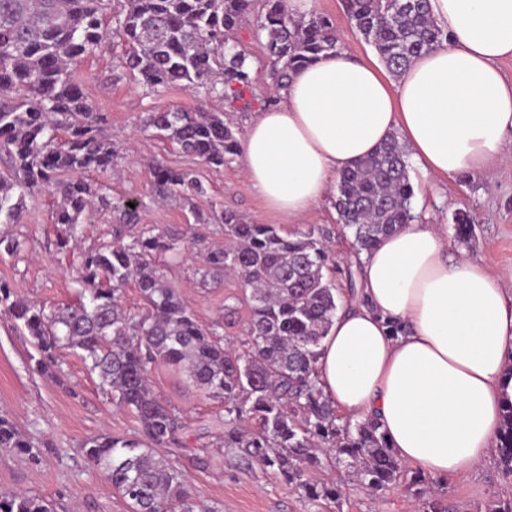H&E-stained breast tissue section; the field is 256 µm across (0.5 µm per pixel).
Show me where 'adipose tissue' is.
<instances>
[{
  "mask_svg": "<svg viewBox=\"0 0 512 512\" xmlns=\"http://www.w3.org/2000/svg\"><path fill=\"white\" fill-rule=\"evenodd\" d=\"M442 46L396 80L373 62L327 54L293 71L242 138L244 174L265 206L296 222L336 178L397 137L452 179L512 157V0H429ZM360 286L319 348L325 394L377 417L397 457L435 478L469 477L496 445L512 364V290L450 257L434 224H408L362 254ZM403 335L388 332L387 318Z\"/></svg>",
  "mask_w": 512,
  "mask_h": 512,
  "instance_id": "ef3b65f1",
  "label": "adipose tissue"
}]
</instances>
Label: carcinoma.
Instances as JSON below:
<instances>
[{
  "label": "carcinoma",
  "mask_w": 512,
  "mask_h": 512,
  "mask_svg": "<svg viewBox=\"0 0 512 512\" xmlns=\"http://www.w3.org/2000/svg\"><path fill=\"white\" fill-rule=\"evenodd\" d=\"M254 0H124L113 14L111 0H0V224H19L26 199L52 189L62 204L55 223L58 246L77 242L79 226L95 205H110L103 186L85 179L117 165L102 117L71 77L70 64L93 54L113 35L129 46L123 68L153 92L173 85L202 88L229 102H243L254 78L249 55L232 41L254 13ZM350 25L372 45L384 67L402 75L446 36L431 17L428 0H345ZM256 33L264 37L267 75L282 90L290 73L324 54L342 53L336 27L324 16L293 17L287 0H264ZM170 144L221 167L241 153V142L224 113L210 110L150 112L143 120ZM154 196L204 194L191 170L162 163L151 169ZM414 188L407 153L397 137L336 178L330 197L337 223L351 232V265L382 237L422 220L411 206ZM141 204L121 206L110 243L83 253L76 282L78 299L54 309L19 298L0 280V314L33 349L29 370L61 372L60 350L78 354L98 372L101 390L139 423L131 437L109 434L84 439L78 455L86 469L101 473L132 512H216L194 498L187 476L159 455L184 448V418L150 384L156 363L183 370L208 399L222 404L221 447L256 460L313 501L334 500L336 485L311 477L318 453L333 454L367 488L379 492L409 479L420 512H449L427 481L395 456L380 421L342 418L319 384L318 348L340 304L325 276L333 260L326 231L282 232L274 224L249 222L230 211L212 212L231 244L206 248L202 282L226 273L238 276L243 297L224 301L232 323L240 300L250 317L240 346L224 341L220 324H202L156 265L161 255L188 250L179 237L155 226L123 235L139 223ZM455 237L469 241V212L453 217ZM135 282L146 311L131 314L121 304ZM0 451L40 462L41 451L0 416ZM512 476V399H506L502 431L494 448ZM0 512H54L36 494L0 493Z\"/></svg>",
  "instance_id": "carcinoma-1"
}]
</instances>
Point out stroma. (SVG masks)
I'll list each match as a JSON object with an SVG mask.
<instances>
[{
  "instance_id": "35a3bbf8",
  "label": "stroma",
  "mask_w": 512,
  "mask_h": 512,
  "mask_svg": "<svg viewBox=\"0 0 512 512\" xmlns=\"http://www.w3.org/2000/svg\"><path fill=\"white\" fill-rule=\"evenodd\" d=\"M313 12L331 17L345 51L366 61H377L375 49L351 28L342 0H313ZM237 39L254 60L255 98L247 110L241 103L230 104L216 95L196 93L179 85L157 92L143 89L119 65L125 52L121 44L82 56L71 68L88 92L93 110L106 115L104 133L115 139L119 153L116 170L90 173V180L103 184L111 201L142 202L141 225L169 230L188 242L189 249L182 257H162L158 264L168 284L184 294L201 323L222 324L223 334L233 338L240 336L249 318V309L243 305L235 326L223 323L224 299L238 293L237 278L225 276L205 287L199 283L201 248L223 245L224 226L196 223L195 212L223 208L263 224L279 225L288 233L323 228L329 232L326 245L335 261H343L350 251V238L329 203L312 207L296 223L283 222L256 195L243 173L241 160L214 168L172 149L155 129L144 128L147 113L203 107L225 111L238 129H245L273 91L258 62L262 44L254 27L240 29ZM157 160L173 169L194 170L206 188L205 195L194 197L189 204L175 198L154 202L151 166ZM410 178L415 212L421 213L425 223L442 226L449 255L467 257L494 275L512 274V161L452 180L437 177L414 163ZM60 202L58 195L36 194L26 201L22 223L0 224V237H15L22 243L17 256L0 255V278L10 281L21 297L49 307L76 297L71 271L79 262L78 255L56 248L54 216ZM460 209L469 211L476 225L474 240L466 243L454 236L452 217ZM29 349L0 315V414L43 450L36 465L24 456L0 452V493L37 494L55 500L57 512H129L127 501L107 488L100 473L76 467L73 459L81 441L89 436L137 434L135 417L103 394L97 375L76 354L63 353L60 375L36 374L28 369ZM150 381L156 394L187 419L188 447L174 464L188 476L195 497L216 512H418L414 491L407 484L371 493L327 457L313 476L336 483L341 497L334 502L309 501L302 492L264 474L257 463L220 447V402L207 399L181 373L162 363L152 369ZM201 442L207 443L208 449L200 462L196 446ZM434 485L442 491L452 512H486L492 500L512 498V476H505L494 462L480 467L469 478L438 479Z\"/></svg>"
}]
</instances>
